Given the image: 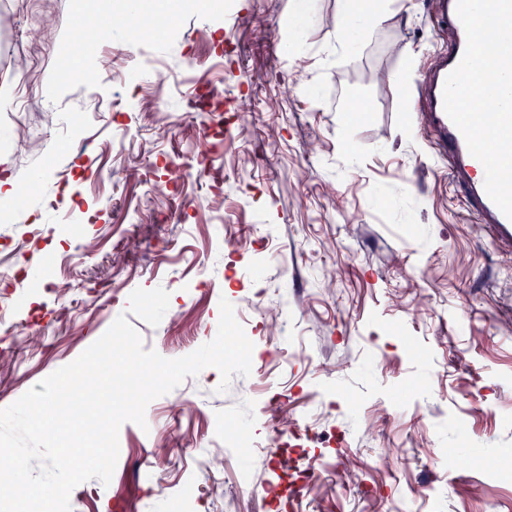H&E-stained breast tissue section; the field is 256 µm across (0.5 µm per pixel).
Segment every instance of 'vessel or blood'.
<instances>
[{"label": "vessel or blood", "instance_id": "1", "mask_svg": "<svg viewBox=\"0 0 512 512\" xmlns=\"http://www.w3.org/2000/svg\"><path fill=\"white\" fill-rule=\"evenodd\" d=\"M457 0H437L434 18L447 25L453 35L448 49L440 55L437 68L427 74L421 84L436 133L435 149L447 161L453 182L466 191L468 206L477 223L488 229L499 245L512 249V220L491 201L484 189L485 169L468 151L465 139L448 117L443 105V87L449 73L460 62L467 44L465 29L456 12Z\"/></svg>", "mask_w": 512, "mask_h": 512}]
</instances>
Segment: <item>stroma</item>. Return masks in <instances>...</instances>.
Returning <instances> with one entry per match:
<instances>
[{
	"label": "stroma",
	"mask_w": 512,
	"mask_h": 512,
	"mask_svg": "<svg viewBox=\"0 0 512 512\" xmlns=\"http://www.w3.org/2000/svg\"><path fill=\"white\" fill-rule=\"evenodd\" d=\"M290 2L174 0L148 41L118 24L143 0H117L98 79L65 83L39 48L72 40L76 0H41L39 32L23 0H0V92L24 73L36 91L0 111V157L42 186L0 223V304L20 311L0 328V408L122 314L145 349L188 355L224 298L250 376L221 393L209 367L153 400L147 428L122 425L110 484L72 491L71 512H282L263 490L278 437L319 469L293 512H512V251L423 135L417 85L448 30L431 0H369L389 19L340 47L342 0L302 18ZM150 59L170 83L147 73L126 109L123 74ZM205 87L222 129L189 103ZM228 420L253 446L225 443ZM454 453L467 467H447Z\"/></svg>",
	"instance_id": "stroma-1"
}]
</instances>
